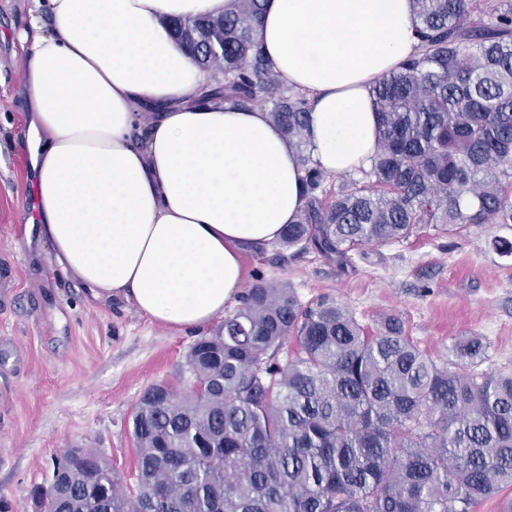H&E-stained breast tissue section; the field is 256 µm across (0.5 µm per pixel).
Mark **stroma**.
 Masks as SVG:
<instances>
[{"mask_svg": "<svg viewBox=\"0 0 512 512\" xmlns=\"http://www.w3.org/2000/svg\"><path fill=\"white\" fill-rule=\"evenodd\" d=\"M34 0H0V496L32 512L69 448L102 453L135 488L131 414L148 387L188 386L186 357L199 331H169L125 300L92 301L27 222L36 174L24 146L30 108L21 86ZM512 226L484 224L446 236L422 232L353 251L345 269L315 253L265 247L243 257L246 285L279 282L301 302L330 294L368 328L401 319L431 356L453 358L460 338L483 337L482 371L512 372V257L492 242Z\"/></svg>", "mask_w": 512, "mask_h": 512, "instance_id": "obj_1", "label": "stroma"}]
</instances>
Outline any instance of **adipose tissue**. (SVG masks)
Returning <instances> with one entry per match:
<instances>
[{
	"mask_svg": "<svg viewBox=\"0 0 512 512\" xmlns=\"http://www.w3.org/2000/svg\"><path fill=\"white\" fill-rule=\"evenodd\" d=\"M23 72L40 227L93 300L120 297L179 332L236 303L242 257L305 205L304 171L258 109L203 107L209 76L167 21L233 0H49ZM412 0H265L256 30L282 84L312 104L331 176L376 151L371 89L414 54Z\"/></svg>",
	"mask_w": 512,
	"mask_h": 512,
	"instance_id": "obj_1",
	"label": "adipose tissue"
}]
</instances>
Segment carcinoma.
Returning <instances> with one entry per match:
<instances>
[{
  "mask_svg": "<svg viewBox=\"0 0 512 512\" xmlns=\"http://www.w3.org/2000/svg\"><path fill=\"white\" fill-rule=\"evenodd\" d=\"M412 3L418 54L374 85L376 153L336 185L304 137L308 99L255 38L264 0L178 19L198 66L224 73L199 102L269 105L305 172L276 248L342 265L425 227L512 224V0ZM485 351L470 337L439 362L394 316L370 330L334 296L304 305L260 283L191 346L199 389L155 385L136 403L134 498L79 448L41 512H475L512 485V373L477 371Z\"/></svg>",
  "mask_w": 512,
  "mask_h": 512,
  "instance_id": "1",
  "label": "carcinoma"
}]
</instances>
